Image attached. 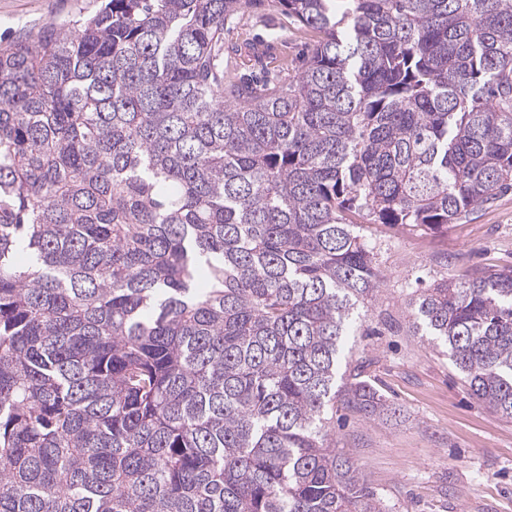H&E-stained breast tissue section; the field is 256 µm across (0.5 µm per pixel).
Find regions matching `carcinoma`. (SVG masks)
<instances>
[{
  "instance_id": "carcinoma-1",
  "label": "carcinoma",
  "mask_w": 512,
  "mask_h": 512,
  "mask_svg": "<svg viewBox=\"0 0 512 512\" xmlns=\"http://www.w3.org/2000/svg\"><path fill=\"white\" fill-rule=\"evenodd\" d=\"M257 0H105L0 40V512H388L328 444L391 412L343 336L360 224L512 192V0H276L319 34L224 79ZM413 336L512 419V268L419 288Z\"/></svg>"
}]
</instances>
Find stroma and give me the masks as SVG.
<instances>
[{
	"mask_svg": "<svg viewBox=\"0 0 512 512\" xmlns=\"http://www.w3.org/2000/svg\"><path fill=\"white\" fill-rule=\"evenodd\" d=\"M101 0H0V34L94 13ZM315 33L275 0H258L224 28L230 78H287ZM382 278L344 341V365H362L397 413L365 422L338 410L330 443L346 453L391 512H512V420L473 397L447 356L407 330L406 301L441 279L512 267V193L437 232L366 224Z\"/></svg>",
	"mask_w": 512,
	"mask_h": 512,
	"instance_id": "35a3bbf8",
	"label": "stroma"
}]
</instances>
